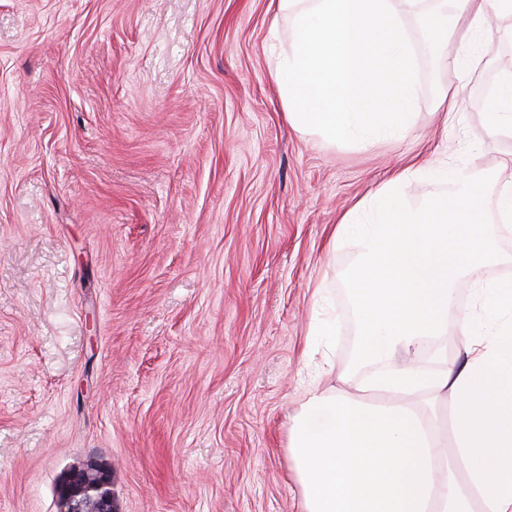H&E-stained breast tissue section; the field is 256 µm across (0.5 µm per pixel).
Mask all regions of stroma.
<instances>
[{"mask_svg": "<svg viewBox=\"0 0 512 512\" xmlns=\"http://www.w3.org/2000/svg\"><path fill=\"white\" fill-rule=\"evenodd\" d=\"M405 11L416 64L405 135L328 143L288 124L270 78V0H0V512H58L61 476L111 472L117 512H300L288 421L336 312L340 218L402 167L414 206L481 171L488 219L512 183V136L487 100L512 67V16L461 66L455 125L443 56ZM501 261L455 283L512 279Z\"/></svg>", "mask_w": 512, "mask_h": 512, "instance_id": "obj_1", "label": "stroma"}]
</instances>
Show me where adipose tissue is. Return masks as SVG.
I'll list each match as a JSON object with an SVG mask.
<instances>
[{"mask_svg": "<svg viewBox=\"0 0 512 512\" xmlns=\"http://www.w3.org/2000/svg\"><path fill=\"white\" fill-rule=\"evenodd\" d=\"M453 18L427 26L448 40L452 21L479 32L512 15V0H454ZM490 129L512 135V71L487 101ZM401 169L346 213L332 246L351 242L357 262L343 283L356 305L352 371L342 388L307 386L288 425L301 512H512V280L483 291L482 316L462 323L455 361H418L423 344L448 333L459 303L453 283L494 262L478 178L455 174V191L424 208Z\"/></svg>", "mask_w": 512, "mask_h": 512, "instance_id": "ef3b65f1", "label": "adipose tissue"}]
</instances>
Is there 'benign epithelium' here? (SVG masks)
<instances>
[{
	"label": "benign epithelium",
	"instance_id": "1",
	"mask_svg": "<svg viewBox=\"0 0 512 512\" xmlns=\"http://www.w3.org/2000/svg\"><path fill=\"white\" fill-rule=\"evenodd\" d=\"M58 512H116L110 473L95 460L67 473L58 487Z\"/></svg>",
	"mask_w": 512,
	"mask_h": 512
}]
</instances>
